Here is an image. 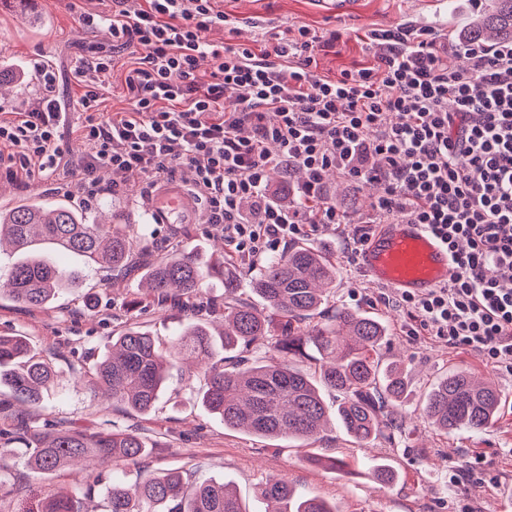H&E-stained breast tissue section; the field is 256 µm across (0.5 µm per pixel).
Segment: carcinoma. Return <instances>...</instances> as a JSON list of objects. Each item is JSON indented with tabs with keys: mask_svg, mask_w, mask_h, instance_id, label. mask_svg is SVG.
Returning <instances> with one entry per match:
<instances>
[{
	"mask_svg": "<svg viewBox=\"0 0 512 512\" xmlns=\"http://www.w3.org/2000/svg\"><path fill=\"white\" fill-rule=\"evenodd\" d=\"M468 38L483 44L512 39V0H492L491 7L471 21ZM19 253L8 268L0 267V296L28 307L57 299L74 282L75 274L57 266L49 253L74 254L90 267L121 270L137 245L134 236L115 224L90 223L83 212L63 203L20 204L0 209V245ZM218 280L224 287L219 300L202 298ZM145 296L158 304L173 303L195 316L220 314L223 352L213 348L210 327L194 320L159 350L157 338L128 327L112 337L107 352L86 380L93 393L102 392L112 405L139 414L150 413L169 379L174 363L195 360L206 377L201 402L224 426L260 438L317 439L336 423L359 447L392 444L399 427L395 415L410 389L406 372L384 364L379 351L387 327L377 316L341 308L324 323H311L325 313L335 296L336 260L307 243L267 258L250 281L260 299L257 307L239 296L241 282L226 260L207 265L190 252L175 248L153 261L142 280ZM271 347L269 361L246 353ZM241 349L234 360L224 353ZM311 358L309 374L296 363ZM55 369L48 357L33 353L29 339L0 334V388L30 407L40 404L53 382ZM336 392L339 403L330 412L322 391ZM501 398L490 381H478L464 369L437 378L423 397L427 420L445 433L480 432L496 421ZM27 448L25 467L31 478L50 475L83 459L94 466L115 467L142 458L143 437L134 430L86 433L75 429H0V439ZM256 496L269 504L264 512H336L325 500L299 498L284 480H267ZM24 512H82L76 493L39 490ZM103 512H250L237 492L224 482L205 480L195 485L178 472L146 474L128 485L116 479L106 489Z\"/></svg>",
	"mask_w": 512,
	"mask_h": 512,
	"instance_id": "1",
	"label": "carcinoma"
}]
</instances>
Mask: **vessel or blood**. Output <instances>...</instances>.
<instances>
[{
	"instance_id": "obj_1",
	"label": "vessel or blood",
	"mask_w": 512,
	"mask_h": 512,
	"mask_svg": "<svg viewBox=\"0 0 512 512\" xmlns=\"http://www.w3.org/2000/svg\"><path fill=\"white\" fill-rule=\"evenodd\" d=\"M148 209L155 223L185 224L196 209L185 192L164 187L153 194ZM361 264L379 285L422 295L447 283L452 265L447 248L418 224L382 225L365 246Z\"/></svg>"
}]
</instances>
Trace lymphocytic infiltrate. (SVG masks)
<instances>
[{"mask_svg":"<svg viewBox=\"0 0 512 512\" xmlns=\"http://www.w3.org/2000/svg\"><path fill=\"white\" fill-rule=\"evenodd\" d=\"M79 20L112 33L111 54L75 70L85 151L63 163L56 78L43 72L36 107L0 114V144L17 175L49 173L89 204L105 191L102 167L127 191L186 172L241 258L278 249L304 228H342L354 263L378 224L422 225L447 247L451 278L425 295L393 290L380 302L406 312L409 335L443 339L512 375V40L444 45L434 30L401 24L371 33L383 47L371 66L329 80L315 72L323 37L306 26L292 36L259 33L254 47L207 42L205 32L229 21L215 0H112L107 13ZM131 48L127 105L102 112L114 56ZM203 56L212 62L206 75L197 71ZM275 168L305 178L275 191ZM330 168L380 185L375 221L348 226L345 210L325 199Z\"/></svg>","mask_w":512,"mask_h":512,"instance_id":"1","label":"lymphocytic infiltrate"}]
</instances>
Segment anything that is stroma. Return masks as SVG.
<instances>
[{
  "label": "stroma",
  "instance_id": "obj_1",
  "mask_svg": "<svg viewBox=\"0 0 512 512\" xmlns=\"http://www.w3.org/2000/svg\"><path fill=\"white\" fill-rule=\"evenodd\" d=\"M358 13L328 17L317 13L312 0H224V11L236 22V32L216 28L214 42L248 43L258 29L275 26L296 30L306 25L323 36H334L333 46L317 54V73L333 79L341 71L373 61L378 45L371 31L405 24L415 29L438 30L443 40L454 41L463 23L481 14L490 0H360ZM108 0H0V70L14 82L0 88V105L12 108L35 102L42 91L41 70L55 72L57 88L66 104L61 146L68 158H78L83 144L71 134L85 118L76 106L81 86L75 68L82 59L108 55L112 37L107 28L84 29L82 12L108 11ZM325 195L358 224L373 212L378 186H353L336 170L324 176ZM151 186L131 192L116 191L87 206L88 215L138 232L140 249L152 252L170 244L193 248L203 260L224 252L220 231L200 212L194 224L154 223L144 205ZM65 186L50 183L40 174L12 179L0 172V208L16 204L39 205L68 200ZM297 242L326 249L336 260L337 306L379 316L388 328L384 361H400L413 393L398 416L401 431L393 445L359 448L341 430L317 440H265L226 428L223 420L201 404L206 387L203 374L171 370L168 387L153 411L129 414L94 398L81 383L89 375L113 334L131 325L168 340L188 316L176 308L142 304L127 313L126 304L139 297V272L121 275L107 268H84L80 257L55 255L58 265L84 268L81 285L58 300L33 309L10 299H0V334L27 336L35 353L51 356L57 371L55 384L38 408L30 409L9 396L0 397V428L19 424L88 430L135 428L154 445L152 453L126 463L119 472L111 468L87 471L74 466L53 477L63 492L79 491L85 512H102L100 491L113 478L132 482L146 473H193L196 478L232 482L250 508L258 512V483L283 479L300 496H319L337 512H459L462 503L475 501L486 512H512V376L505 375L473 352L449 351L444 340L433 336H408L403 332V311L379 304L382 286L371 281L360 265L349 263L341 237L326 230L319 235L299 234ZM467 367L476 376L490 379L503 404L497 421L486 431L443 433L423 412V396L439 376L456 367ZM24 448L8 445L0 465L9 473V484L0 496V512H16L29 501V480L23 463ZM319 456L344 459L346 472L315 465ZM388 459L400 479L389 487L374 482L368 472L373 459ZM479 462L486 478L472 480L458 489L448 482L452 469Z\"/></svg>",
  "mask_w": 512,
  "mask_h": 512
}]
</instances>
